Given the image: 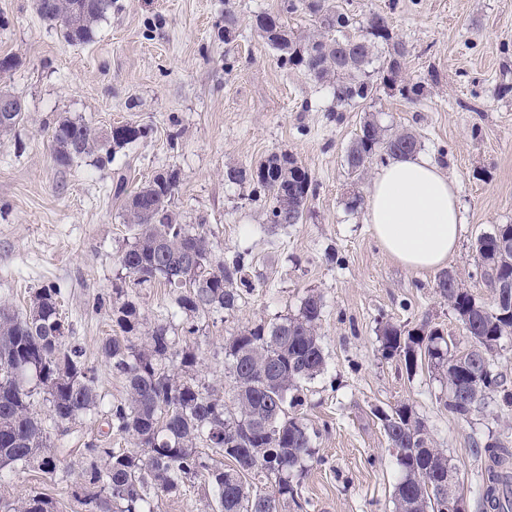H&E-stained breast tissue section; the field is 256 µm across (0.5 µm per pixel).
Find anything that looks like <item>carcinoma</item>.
<instances>
[{"label": "carcinoma", "instance_id": "cac0c4a2", "mask_svg": "<svg viewBox=\"0 0 512 512\" xmlns=\"http://www.w3.org/2000/svg\"><path fill=\"white\" fill-rule=\"evenodd\" d=\"M306 7L327 32L300 36L288 30L283 15ZM112 9V0H36L41 19L58 29L68 43L94 39L98 23ZM254 25L283 66L302 69L322 83H330L336 101L351 104L374 95L368 67L380 47L388 55L379 71L382 83L397 84L405 45L393 41L387 18L370 13L360 25L341 12L335 0H281L275 12L255 16ZM358 27V33L348 30ZM0 111V134L13 131L25 118L21 100ZM148 126L125 123L98 135L81 120L61 118L47 138L56 166L69 167L84 156L103 164L115 149L147 137ZM420 138L411 131L387 133L367 117L344 156L350 174L363 177L372 162L414 154ZM224 181L249 184L254 197L266 204V223L301 224L314 187L311 175L286 153H272L254 168L228 165ZM178 172L155 177L125 203L127 224L134 241L119 256L133 290L115 289L112 322L119 334L107 338L101 354L125 380L126 396L113 402L108 426L132 440L131 448H90L78 474L87 489L77 502L84 512H145L147 495L176 494L193 479L204 480L215 497L216 512H282L295 499L294 480L314 459L315 448L307 426L289 409L300 404L302 384L324 369L325 355L318 336L322 296L310 292L298 314L279 322L260 321L232 334L224 348L236 389L234 410L224 398L200 386L190 372L197 353L188 340L169 334L167 325L146 326L135 301L136 288L162 283L176 292L174 307L184 320V333L197 332L195 321L214 310L233 313L256 288L248 254L229 261L212 255L204 224L193 233L172 208L179 186ZM512 240V224H499L481 235L474 262L488 285L512 284V250L501 247ZM436 288L448 302L473 344L455 351L438 328L407 330L387 322L382 327V354L404 358L414 370L421 362L441 373L448 383L443 407L457 420L468 422L481 413L485 400L499 396L512 404L506 378L494 371L492 358L477 346L499 343L512 334V300L487 306L458 279L442 271ZM68 325L60 313L59 294L42 288L24 314L0 304V477L20 470H36L43 478L55 476L65 449L51 441L41 418L32 410L36 389L49 396L50 418L63 426L96 411L101 396L83 350L66 342ZM389 450L401 476L393 494V512H445L447 506L436 484L448 483V455L437 447L412 406L402 404L382 418ZM212 451L208 455L199 446ZM475 455H486L494 467L485 472L477 500L480 512H512V473L499 471L512 453L493 438L474 441ZM274 479L269 492L256 480ZM3 512H60V503L48 494L32 491L19 498L0 497Z\"/></svg>", "mask_w": 512, "mask_h": 512}]
</instances>
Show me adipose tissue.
Segmentation results:
<instances>
[{
	"label": "adipose tissue",
	"mask_w": 512,
	"mask_h": 512,
	"mask_svg": "<svg viewBox=\"0 0 512 512\" xmlns=\"http://www.w3.org/2000/svg\"><path fill=\"white\" fill-rule=\"evenodd\" d=\"M365 220L382 250L413 271L445 265L462 230L453 179L419 153L379 168L368 188Z\"/></svg>",
	"instance_id": "adipose-tissue-1"
}]
</instances>
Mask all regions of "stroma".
Returning a JSON list of instances; mask_svg holds the SVG:
<instances>
[{
  "mask_svg": "<svg viewBox=\"0 0 512 512\" xmlns=\"http://www.w3.org/2000/svg\"><path fill=\"white\" fill-rule=\"evenodd\" d=\"M354 21L386 14L394 40L406 47L402 80L419 83L407 97L379 84L382 61L369 71L378 88L365 101L337 104L328 84L282 66L254 28L257 14L280 0H115L88 43H67L40 20L34 0H0V92L20 98L25 119L0 135V303L24 311L32 292L60 289L72 342L92 368L103 405L124 398L122 377L100 355L113 333L115 291L129 279L118 257L131 244L127 196L158 173L177 170L173 207L182 223L205 222L215 258L249 251L259 282L232 316L202 314L193 338L197 382L232 398L224 361L228 338L244 325L297 314L302 298L324 301L319 334L325 367L302 392L295 413L306 423L316 454L286 512H393L400 469L377 417L410 404L438 447L458 467L460 492L478 512L485 461L475 438L495 436L512 449V407L487 399L472 422L442 405L444 378L427 368L407 372L385 358L380 327H439L457 349L469 339L435 287L436 272L406 270L386 255L364 220L370 176L348 175L344 155L366 115L388 132L409 129L421 151L455 180L465 230L447 267L476 299L494 294L474 266V245L496 225L512 224V0H337ZM232 26H225V17ZM78 118L99 133L137 123L143 140L57 167L46 130L59 117ZM285 152L308 169L315 194L303 223L270 228L263 201L249 186L224 181L229 164L245 167ZM125 194H114L117 181ZM103 415L81 417L63 442L66 461L53 479L25 470L0 480V494H49L81 512L77 474L86 450L111 442ZM211 489L189 482L181 495L151 498V512H212Z\"/></svg>",
  "mask_w": 512,
  "mask_h": 512,
  "instance_id": "35a3bbf8",
  "label": "stroma"
}]
</instances>
